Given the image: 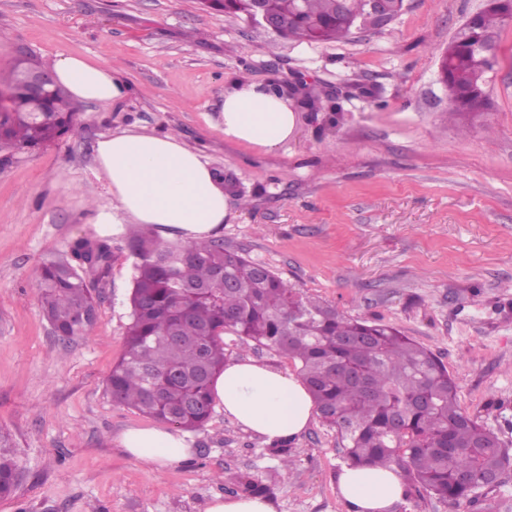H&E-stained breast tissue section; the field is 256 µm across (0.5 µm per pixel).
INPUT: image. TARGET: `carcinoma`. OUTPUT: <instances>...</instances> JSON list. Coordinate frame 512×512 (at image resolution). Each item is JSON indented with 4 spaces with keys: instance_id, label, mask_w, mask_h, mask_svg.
Listing matches in <instances>:
<instances>
[{
    "instance_id": "1",
    "label": "carcinoma",
    "mask_w": 512,
    "mask_h": 512,
    "mask_svg": "<svg viewBox=\"0 0 512 512\" xmlns=\"http://www.w3.org/2000/svg\"><path fill=\"white\" fill-rule=\"evenodd\" d=\"M267 3L288 21V38L300 42L345 38L365 8V0H345L343 11L338 0ZM508 19L485 10L476 28L456 31L445 56L449 114L484 110L479 93ZM1 91L8 104L0 112V150L36 151L74 130L76 109L67 93L51 95L35 115L15 77L0 84ZM128 238L131 323L107 379L114 401L178 428H203L213 412L212 380L227 360L221 334L231 333L298 365L319 415L341 438L345 465L397 466L407 497L418 486L455 506L512 465V449L462 409L446 366L397 328L348 318L220 240L169 244L138 229ZM70 256L42 265L36 280L44 315L64 339L90 327L76 325L75 315L95 317L90 279L108 274L112 252L103 240L80 238ZM9 447V437L0 434L1 496L17 482ZM236 484L252 496L269 492L247 474Z\"/></svg>"
}]
</instances>
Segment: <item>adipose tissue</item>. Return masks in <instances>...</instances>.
Here are the masks:
<instances>
[{
  "instance_id": "obj_1",
  "label": "adipose tissue",
  "mask_w": 512,
  "mask_h": 512,
  "mask_svg": "<svg viewBox=\"0 0 512 512\" xmlns=\"http://www.w3.org/2000/svg\"><path fill=\"white\" fill-rule=\"evenodd\" d=\"M53 73L80 101L116 103L127 94V84L108 63L61 53ZM215 125L231 142L271 152L292 135L295 115L287 97L246 82L225 91ZM96 162L112 195L111 209L99 210L96 221L113 232L148 224L163 237L200 242L216 235L229 215L223 179L206 155L178 136L115 132L99 140ZM211 392L226 418L268 445L300 436L315 415L311 395L297 374L250 357L225 363ZM120 444L152 467L174 465L193 454L187 435L174 426L130 427ZM337 486L345 512H392L404 499V484L393 466L342 468Z\"/></svg>"
}]
</instances>
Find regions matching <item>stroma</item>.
Segmentation results:
<instances>
[{
    "instance_id": "1",
    "label": "stroma",
    "mask_w": 512,
    "mask_h": 512,
    "mask_svg": "<svg viewBox=\"0 0 512 512\" xmlns=\"http://www.w3.org/2000/svg\"><path fill=\"white\" fill-rule=\"evenodd\" d=\"M483 0H405L381 30L322 43L285 40L200 0H0V75L16 52L52 67L71 53L120 69L117 104L80 103L76 130L0 159V432L19 484L0 512H206L234 475L271 484L276 512H344L343 450L314 419L282 470L267 444L214 409L193 455L148 468L119 443L153 418L113 401L106 381L125 347L132 259L104 235L112 205L97 170L102 137L173 132L224 179L225 246L345 316L393 325L431 350L466 412L512 448V23L500 36L488 110L449 115L440 57ZM301 82L321 110L296 109L286 144L263 152L210 125L236 82ZM107 238L97 318L60 339L35 287L41 265L80 238ZM512 470L448 506L419 491L394 512H506Z\"/></svg>"
}]
</instances>
